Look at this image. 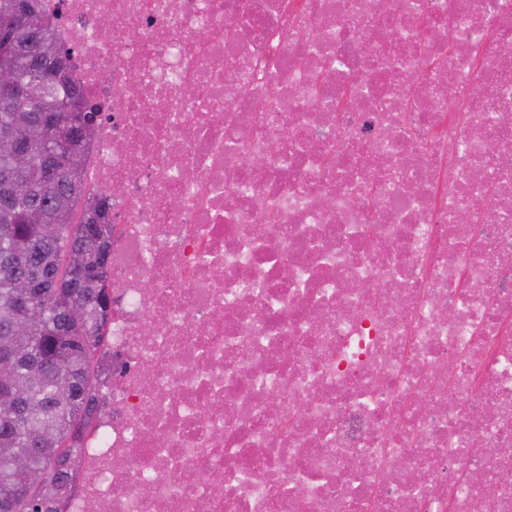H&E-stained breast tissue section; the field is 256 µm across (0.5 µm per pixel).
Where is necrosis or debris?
Masks as SVG:
<instances>
[{"mask_svg":"<svg viewBox=\"0 0 512 512\" xmlns=\"http://www.w3.org/2000/svg\"><path fill=\"white\" fill-rule=\"evenodd\" d=\"M401 3L66 0L112 380L64 512H512V0Z\"/></svg>","mask_w":512,"mask_h":512,"instance_id":"4bbe7bcc","label":"necrosis or debris"}]
</instances>
